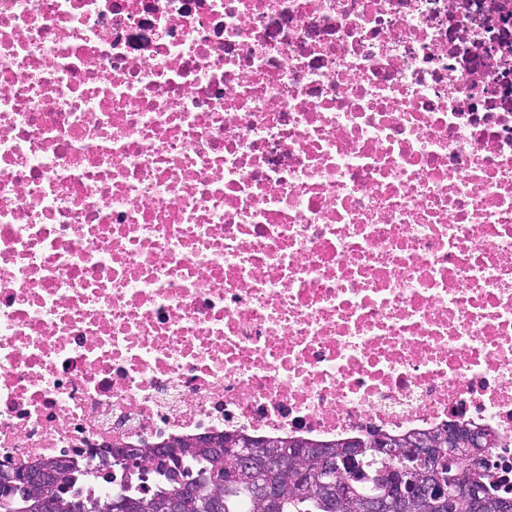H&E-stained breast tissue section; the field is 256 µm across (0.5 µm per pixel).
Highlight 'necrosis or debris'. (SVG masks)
<instances>
[{
	"label": "necrosis or debris",
	"mask_w": 512,
	"mask_h": 512,
	"mask_svg": "<svg viewBox=\"0 0 512 512\" xmlns=\"http://www.w3.org/2000/svg\"><path fill=\"white\" fill-rule=\"evenodd\" d=\"M472 421L512 485V0H0V465Z\"/></svg>",
	"instance_id": "1"
}]
</instances>
